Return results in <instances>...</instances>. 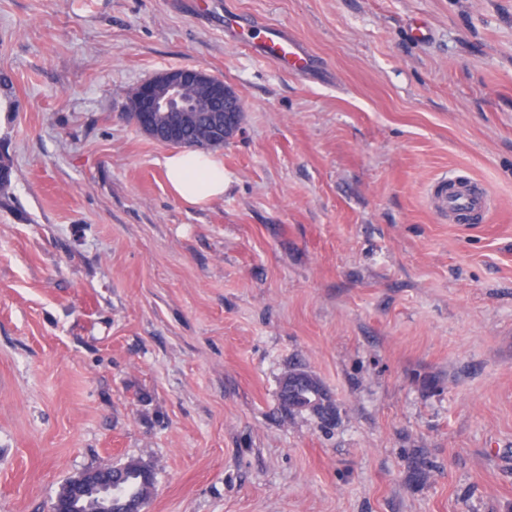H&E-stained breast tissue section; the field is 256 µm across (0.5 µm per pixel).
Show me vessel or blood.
<instances>
[{
    "label": "vessel or blood",
    "instance_id": "vessel-or-blood-1",
    "mask_svg": "<svg viewBox=\"0 0 512 512\" xmlns=\"http://www.w3.org/2000/svg\"><path fill=\"white\" fill-rule=\"evenodd\" d=\"M257 53L286 72H305L314 63L306 47L288 30L278 26L265 30ZM431 199L437 212L459 223H467L486 215L492 207L490 195L477 189L463 176L438 178L432 187Z\"/></svg>",
    "mask_w": 512,
    "mask_h": 512
}]
</instances>
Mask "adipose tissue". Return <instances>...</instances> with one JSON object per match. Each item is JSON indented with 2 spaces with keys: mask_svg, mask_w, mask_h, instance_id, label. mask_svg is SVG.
Returning a JSON list of instances; mask_svg holds the SVG:
<instances>
[{
  "mask_svg": "<svg viewBox=\"0 0 512 512\" xmlns=\"http://www.w3.org/2000/svg\"><path fill=\"white\" fill-rule=\"evenodd\" d=\"M162 166L173 195L189 205L203 206L224 195V164L213 155L172 152Z\"/></svg>",
  "mask_w": 512,
  "mask_h": 512,
  "instance_id": "ef3b65f1",
  "label": "adipose tissue"
}]
</instances>
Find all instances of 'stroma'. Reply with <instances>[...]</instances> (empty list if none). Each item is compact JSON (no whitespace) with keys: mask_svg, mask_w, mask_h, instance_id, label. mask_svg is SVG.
I'll list each match as a JSON object with an SVG mask.
<instances>
[{"mask_svg":"<svg viewBox=\"0 0 512 512\" xmlns=\"http://www.w3.org/2000/svg\"><path fill=\"white\" fill-rule=\"evenodd\" d=\"M205 4L0 0V512L131 459L147 512H512V0ZM182 66L243 106L203 207L126 116ZM452 171L482 222L431 206ZM293 368L330 421L282 411ZM257 53L285 72H307L314 63L306 47L288 30L278 26H271L264 31Z\"/></svg>","mask_w":512,"mask_h":512,"instance_id":"stroma-1","label":"stroma"}]
</instances>
